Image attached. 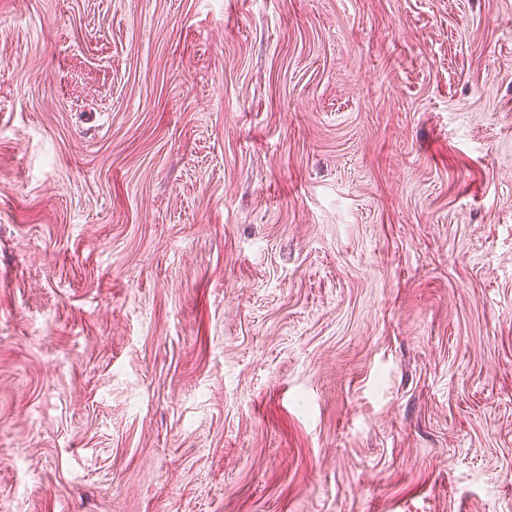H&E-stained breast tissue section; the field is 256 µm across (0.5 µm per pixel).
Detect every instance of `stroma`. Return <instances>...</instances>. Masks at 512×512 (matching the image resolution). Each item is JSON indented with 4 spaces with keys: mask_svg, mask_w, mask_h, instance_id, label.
Here are the masks:
<instances>
[{
    "mask_svg": "<svg viewBox=\"0 0 512 512\" xmlns=\"http://www.w3.org/2000/svg\"><path fill=\"white\" fill-rule=\"evenodd\" d=\"M0 512H512V0H0Z\"/></svg>",
    "mask_w": 512,
    "mask_h": 512,
    "instance_id": "stroma-1",
    "label": "stroma"
}]
</instances>
